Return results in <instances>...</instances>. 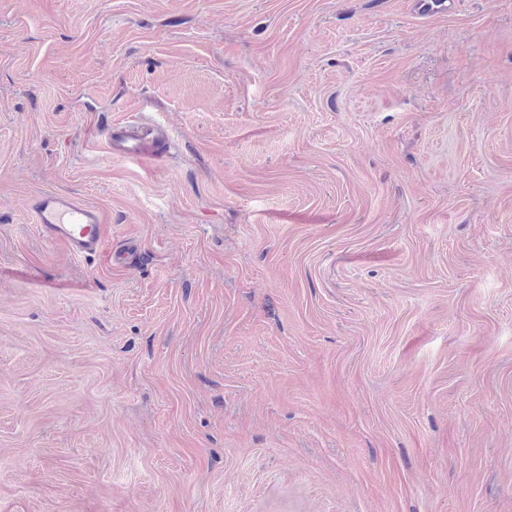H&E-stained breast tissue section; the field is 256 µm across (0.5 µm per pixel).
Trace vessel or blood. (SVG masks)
I'll use <instances>...</instances> for the list:
<instances>
[{
  "mask_svg": "<svg viewBox=\"0 0 512 512\" xmlns=\"http://www.w3.org/2000/svg\"><path fill=\"white\" fill-rule=\"evenodd\" d=\"M111 155L138 161H154L169 135L156 125L143 122L115 125L108 129ZM43 237L62 244L76 257H97L105 251V216L75 195L57 191L35 196L30 205Z\"/></svg>",
  "mask_w": 512,
  "mask_h": 512,
  "instance_id": "obj_1",
  "label": "vessel or blood"
}]
</instances>
